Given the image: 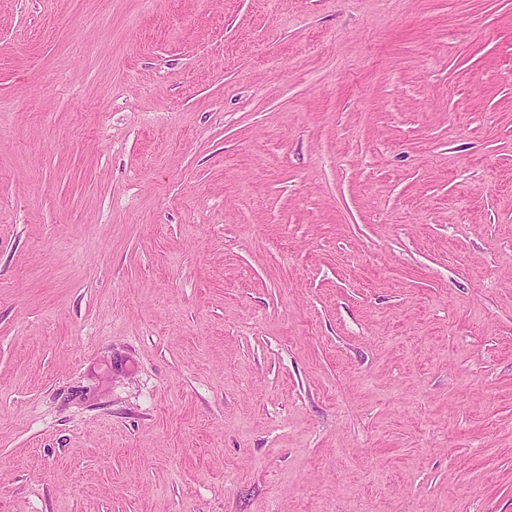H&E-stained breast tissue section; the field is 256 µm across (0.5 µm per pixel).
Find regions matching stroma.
<instances>
[{
    "instance_id": "35a3bbf8",
    "label": "stroma",
    "mask_w": 512,
    "mask_h": 512,
    "mask_svg": "<svg viewBox=\"0 0 512 512\" xmlns=\"http://www.w3.org/2000/svg\"><path fill=\"white\" fill-rule=\"evenodd\" d=\"M0 512H512V0H0Z\"/></svg>"
}]
</instances>
